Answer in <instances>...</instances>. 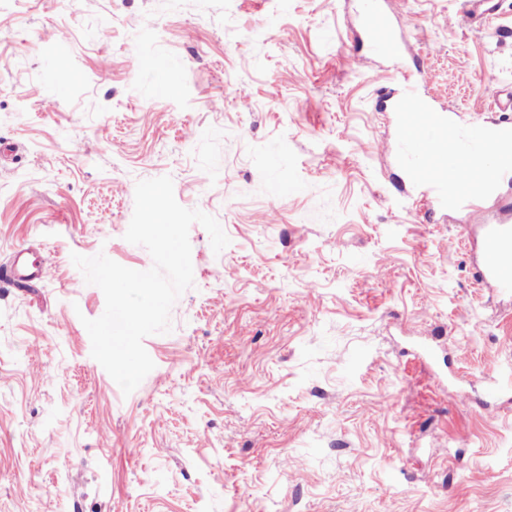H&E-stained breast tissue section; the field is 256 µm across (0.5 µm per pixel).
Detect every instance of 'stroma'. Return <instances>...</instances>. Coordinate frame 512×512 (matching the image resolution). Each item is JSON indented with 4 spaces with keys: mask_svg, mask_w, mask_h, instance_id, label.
<instances>
[{
    "mask_svg": "<svg viewBox=\"0 0 512 512\" xmlns=\"http://www.w3.org/2000/svg\"><path fill=\"white\" fill-rule=\"evenodd\" d=\"M0 0V512H512V298L475 277L467 218L426 211L374 70L494 122L512 0ZM108 61V78L99 65ZM246 92L240 104L238 92ZM214 216L193 287L131 393L91 355L103 292L72 254L145 271L138 181ZM366 3L364 25L371 48L381 53H394L392 45L395 33L389 14L379 6L377 0H366ZM25 250L16 251L11 262V274L17 280H34L45 276L46 268L41 262L34 260L29 265L22 259Z\"/></svg>",
    "mask_w": 512,
    "mask_h": 512,
    "instance_id": "1",
    "label": "stroma"
}]
</instances>
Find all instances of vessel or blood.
I'll use <instances>...</instances> for the list:
<instances>
[{
	"label": "vessel or blood",
	"mask_w": 512,
	"mask_h": 512,
	"mask_svg": "<svg viewBox=\"0 0 512 512\" xmlns=\"http://www.w3.org/2000/svg\"><path fill=\"white\" fill-rule=\"evenodd\" d=\"M364 25L372 49L392 50L395 33L389 14L378 0H366ZM402 128L433 130L441 143L437 152L428 151L425 140H412L402 146L409 181L422 189L428 206L452 209L466 215L482 216L488 196L512 189V123L474 122L461 125L450 115H442L431 124L433 107L423 100L412 84H404L393 102ZM480 259L476 267L478 281L512 298V210L499 209L492 219L476 227ZM11 274L18 280L45 276L40 262H26L15 252Z\"/></svg>",
	"instance_id": "vessel-or-blood-1"
}]
</instances>
